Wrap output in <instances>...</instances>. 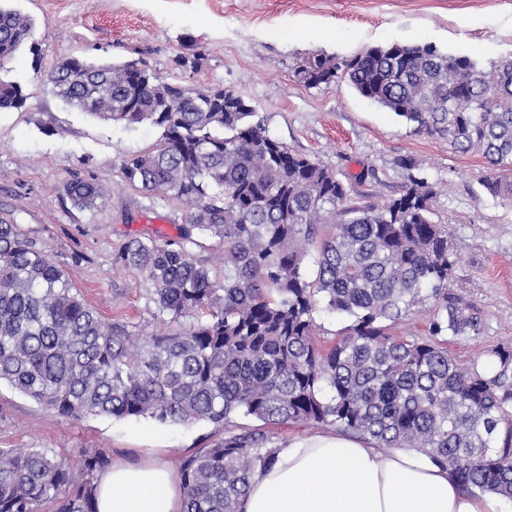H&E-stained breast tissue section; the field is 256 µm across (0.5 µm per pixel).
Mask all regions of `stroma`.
<instances>
[{
    "instance_id": "obj_1",
    "label": "stroma",
    "mask_w": 512,
    "mask_h": 512,
    "mask_svg": "<svg viewBox=\"0 0 512 512\" xmlns=\"http://www.w3.org/2000/svg\"><path fill=\"white\" fill-rule=\"evenodd\" d=\"M0 6L34 21L30 46L0 75L20 82L27 96L22 109L0 112V220L45 248L103 322L133 333L159 328L138 275L115 266L114 257L135 237L179 240L188 207L172 196H149L121 174L128 156L157 142L158 128L111 124L55 94L48 75L68 57L140 60L170 82L234 90L270 136L334 170L352 199L380 205L412 178L425 179L434 193L433 218L446 225L457 256L450 289L481 319L478 334L449 338V353L468 367L512 348V203L483 187L488 168L481 154L452 149L347 82L309 87L295 73L300 58L312 53L349 58L393 42L431 44L489 66L512 55V0H0ZM196 52L203 56L200 69L177 65L178 56ZM76 176L105 185L101 205L72 204L64 187ZM245 430L277 448L326 427L242 415L221 427L149 417L76 420L0 384V448H41L70 462L81 448L127 460L157 448L174 468Z\"/></svg>"
}]
</instances>
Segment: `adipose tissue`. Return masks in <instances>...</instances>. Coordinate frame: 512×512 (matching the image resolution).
I'll use <instances>...</instances> for the list:
<instances>
[{"label": "adipose tissue", "instance_id": "ef3b65f1", "mask_svg": "<svg viewBox=\"0 0 512 512\" xmlns=\"http://www.w3.org/2000/svg\"><path fill=\"white\" fill-rule=\"evenodd\" d=\"M98 512H183L180 480L156 457L119 459L96 480ZM240 512H512L498 494L462 492L450 469L416 450L380 452L321 433L278 448L256 469Z\"/></svg>", "mask_w": 512, "mask_h": 512}]
</instances>
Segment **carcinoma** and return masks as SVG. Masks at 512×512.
<instances>
[{"instance_id":"cac0c4a2","label":"carcinoma","mask_w":512,"mask_h":512,"mask_svg":"<svg viewBox=\"0 0 512 512\" xmlns=\"http://www.w3.org/2000/svg\"><path fill=\"white\" fill-rule=\"evenodd\" d=\"M33 20L0 7V70L25 45ZM136 61L60 60L49 74L67 103L104 121L162 130L121 168L132 186L173 195L188 211L180 241L133 238L115 264L135 270L171 326L132 334L105 325L47 251L0 221V382L62 416L151 417L161 423L234 414L270 424L313 421L413 448L449 468L462 489L512 499V350L464 370L448 337L476 334L472 308L449 291L456 265L448 232L432 220L433 191L414 178L381 206L348 199L336 173L272 138L245 99L220 87L168 83ZM307 85L348 81L363 97L490 166L482 184L512 202V59L489 67L435 46L391 44L351 58L312 54ZM27 95L0 78V111ZM80 209L104 200L97 182L64 187ZM217 239V277L188 248ZM315 251L310 280L304 265ZM432 304L428 338L389 330ZM351 320L328 349L315 314ZM245 431L181 460L184 512H239L250 478L275 461ZM112 465L82 448L78 468L44 449L0 448V512H97L95 481Z\"/></svg>"}]
</instances>
